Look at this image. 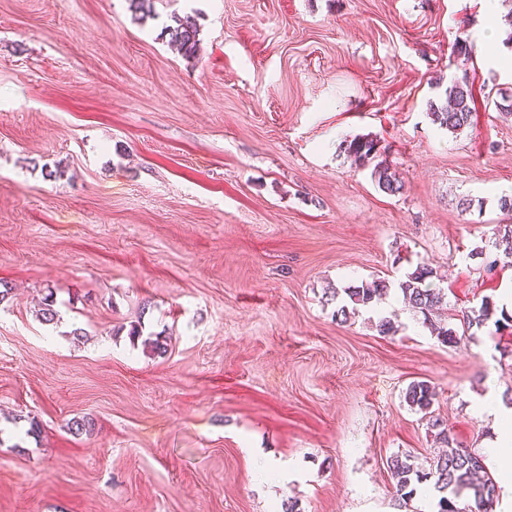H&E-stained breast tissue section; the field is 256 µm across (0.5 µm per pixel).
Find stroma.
<instances>
[{
    "instance_id": "stroma-1",
    "label": "stroma",
    "mask_w": 512,
    "mask_h": 512,
    "mask_svg": "<svg viewBox=\"0 0 512 512\" xmlns=\"http://www.w3.org/2000/svg\"><path fill=\"white\" fill-rule=\"evenodd\" d=\"M186 14L191 60L165 32ZM511 31L512 0H0V512H396L388 458L439 452L415 380L483 453L512 322L442 344L399 284L433 268L453 328L512 289L482 259L512 195ZM463 78L451 133L429 108ZM362 135L402 193L352 165ZM377 279L337 319L333 289ZM445 95L444 102L431 104L429 116L435 124L455 133L470 124L472 89L466 80L454 81ZM390 288L389 282L385 280L374 281L371 286H348L342 289L345 295L346 304L341 305L336 311V316H342L341 321L345 322L351 314H355L358 306H368L378 300ZM348 304H352L351 311ZM436 393L434 388L426 381H413L405 394L406 401L413 408H418L424 415L432 414L430 412L434 403Z\"/></svg>"
}]
</instances>
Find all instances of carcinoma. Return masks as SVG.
I'll return each instance as SVG.
<instances>
[{"instance_id": "carcinoma-1", "label": "carcinoma", "mask_w": 512, "mask_h": 512, "mask_svg": "<svg viewBox=\"0 0 512 512\" xmlns=\"http://www.w3.org/2000/svg\"><path fill=\"white\" fill-rule=\"evenodd\" d=\"M129 9L136 18L144 20L154 14V0H128ZM170 42L179 47L187 58L196 56L199 49V29L195 19L190 15L174 17V25L166 27ZM445 101L431 104L429 116L432 121L448 131L455 133L470 124L473 98L472 89L467 81L453 82L445 92ZM344 152L353 158L360 167L372 168L371 176L378 188L389 194L396 195L403 189V183L390 171V167L382 159L378 141L368 137H354L344 144ZM496 247L500 253L488 261L489 267L499 264L512 266V224H501L498 229ZM433 269L422 265L407 274L406 280L399 284L404 302L424 316L432 333L443 344L457 345L462 336L446 323L432 320V315L445 304L444 289L433 281ZM390 284L384 280L373 282L370 286H348L342 291H334L333 296L345 295V304L341 305L336 314L347 321L359 306H368L385 294ZM511 319L512 315L498 309L495 301L486 296L480 306L462 312L459 322L463 332L472 328H482L492 322L500 326L501 321ZM436 393L426 381L412 382L406 391L405 399L411 407L424 414H430ZM430 431L434 439L446 448V453L436 456L427 470L420 469L411 463V455L396 454L387 462L393 480L395 501L398 507L407 506L415 495L417 486L434 481V488L443 493L438 500V512H461L455 505V499L465 492L472 493L473 505L467 512H493L496 502L495 485L486 474L482 457L469 448L455 442V438L442 420L428 419Z\"/></svg>"}]
</instances>
